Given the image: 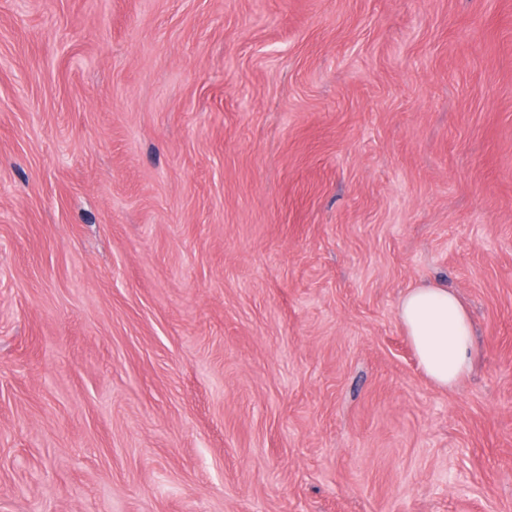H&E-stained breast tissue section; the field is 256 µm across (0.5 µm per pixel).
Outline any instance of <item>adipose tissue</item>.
<instances>
[{
  "mask_svg": "<svg viewBox=\"0 0 512 512\" xmlns=\"http://www.w3.org/2000/svg\"><path fill=\"white\" fill-rule=\"evenodd\" d=\"M398 317L421 369L434 384L448 389L468 374L472 326L455 291L439 283L408 288L399 301Z\"/></svg>",
  "mask_w": 512,
  "mask_h": 512,
  "instance_id": "1",
  "label": "adipose tissue"
}]
</instances>
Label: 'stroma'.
Instances as JSON below:
<instances>
[{"label":"stroma","mask_w":512,"mask_h":512,"mask_svg":"<svg viewBox=\"0 0 512 512\" xmlns=\"http://www.w3.org/2000/svg\"><path fill=\"white\" fill-rule=\"evenodd\" d=\"M0 512H512V0H0ZM398 317L419 365L441 388H452L471 369L474 351L470 316L455 291L442 284L408 288Z\"/></svg>","instance_id":"obj_1"}]
</instances>
